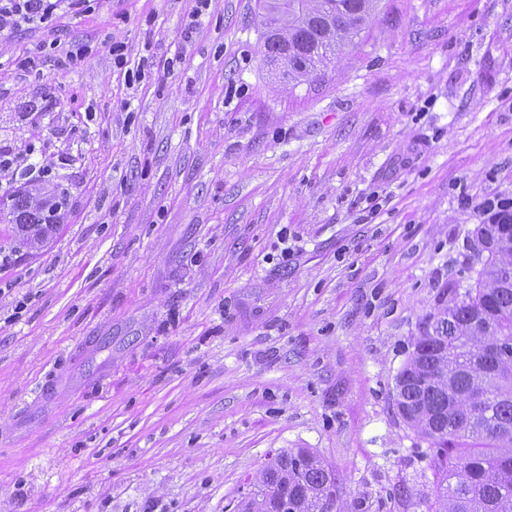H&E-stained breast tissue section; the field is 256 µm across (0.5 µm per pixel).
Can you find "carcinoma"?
Returning a JSON list of instances; mask_svg holds the SVG:
<instances>
[{
    "instance_id": "carcinoma-1",
    "label": "carcinoma",
    "mask_w": 512,
    "mask_h": 512,
    "mask_svg": "<svg viewBox=\"0 0 512 512\" xmlns=\"http://www.w3.org/2000/svg\"><path fill=\"white\" fill-rule=\"evenodd\" d=\"M377 0H260L264 58L289 79L321 74L356 44L372 22ZM1 224L25 244L42 243L60 217L32 202L10 197ZM502 224H480L475 236L495 242L481 263L475 287L433 316L426 338L397 376L396 406L406 423L429 441L428 470L434 498L407 485L397 492L423 512H512V240ZM251 512H333L336 476L307 448L282 450L265 466Z\"/></svg>"
}]
</instances>
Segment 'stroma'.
Returning <instances> with one entry per match:
<instances>
[{"label":"stroma","instance_id":"obj_1","mask_svg":"<svg viewBox=\"0 0 512 512\" xmlns=\"http://www.w3.org/2000/svg\"><path fill=\"white\" fill-rule=\"evenodd\" d=\"M0 146L43 170L0 198L67 193L0 254V512H245L288 448L339 512L431 494L395 380L512 200V0H379L297 85L257 0H93L0 29Z\"/></svg>","mask_w":512,"mask_h":512}]
</instances>
